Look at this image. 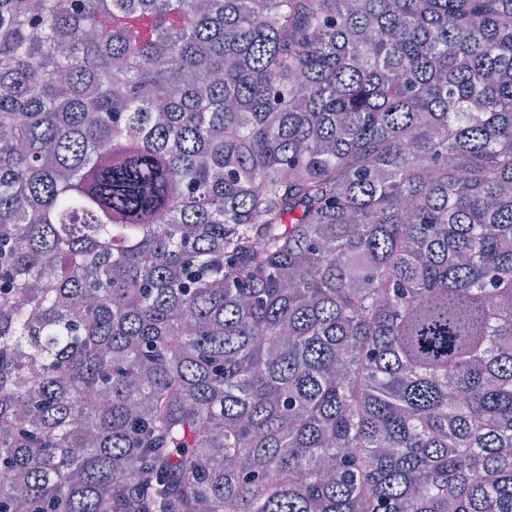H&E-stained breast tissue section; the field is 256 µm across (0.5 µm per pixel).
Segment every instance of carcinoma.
I'll use <instances>...</instances> for the list:
<instances>
[{"mask_svg": "<svg viewBox=\"0 0 512 512\" xmlns=\"http://www.w3.org/2000/svg\"><path fill=\"white\" fill-rule=\"evenodd\" d=\"M0 512H512V0H0Z\"/></svg>", "mask_w": 512, "mask_h": 512, "instance_id": "carcinoma-1", "label": "carcinoma"}]
</instances>
